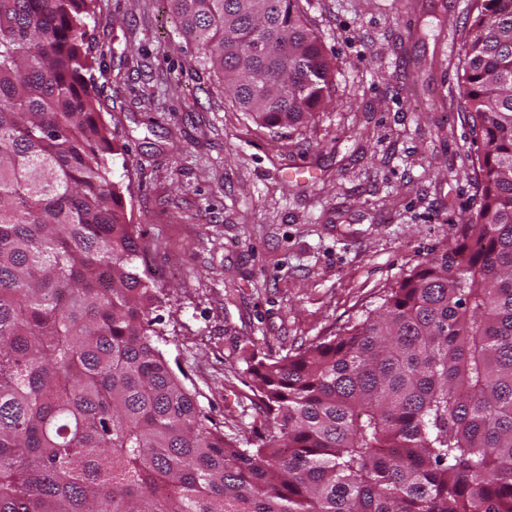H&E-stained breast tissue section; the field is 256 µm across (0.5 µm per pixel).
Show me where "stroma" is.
Masks as SVG:
<instances>
[{"label": "stroma", "instance_id": "1", "mask_svg": "<svg viewBox=\"0 0 512 512\" xmlns=\"http://www.w3.org/2000/svg\"><path fill=\"white\" fill-rule=\"evenodd\" d=\"M466 2L299 0L336 91L291 133L233 108L167 0H92L91 74L160 297L157 345L226 435L263 426L250 353L339 333L452 247L475 194Z\"/></svg>", "mask_w": 512, "mask_h": 512}]
</instances>
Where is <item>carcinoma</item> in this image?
Wrapping results in <instances>:
<instances>
[{
  "instance_id": "cac0c4a2",
  "label": "carcinoma",
  "mask_w": 512,
  "mask_h": 512,
  "mask_svg": "<svg viewBox=\"0 0 512 512\" xmlns=\"http://www.w3.org/2000/svg\"><path fill=\"white\" fill-rule=\"evenodd\" d=\"M89 0H0V512H512V0H467L478 200L378 307L245 359L239 442L154 344ZM236 108L296 130L335 64L299 0H169Z\"/></svg>"
}]
</instances>
